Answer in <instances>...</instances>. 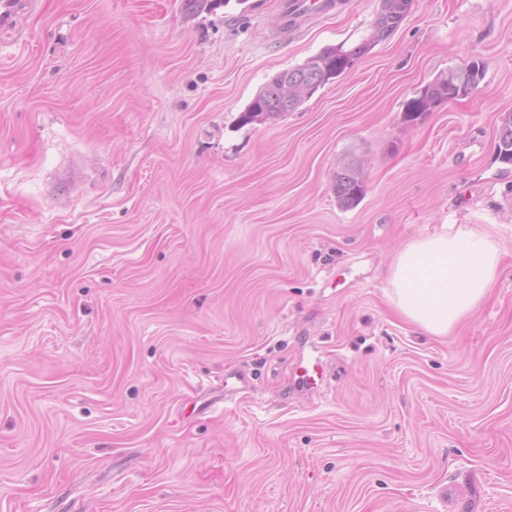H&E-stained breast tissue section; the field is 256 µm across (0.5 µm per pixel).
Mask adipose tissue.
I'll use <instances>...</instances> for the list:
<instances>
[{
	"instance_id": "1",
	"label": "adipose tissue",
	"mask_w": 512,
	"mask_h": 512,
	"mask_svg": "<svg viewBox=\"0 0 512 512\" xmlns=\"http://www.w3.org/2000/svg\"><path fill=\"white\" fill-rule=\"evenodd\" d=\"M502 252L483 227L461 226L412 241L388 269L390 300L421 330L447 335L494 287Z\"/></svg>"
}]
</instances>
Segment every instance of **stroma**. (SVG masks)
Returning a JSON list of instances; mask_svg holds the SVG:
<instances>
[{"mask_svg": "<svg viewBox=\"0 0 512 512\" xmlns=\"http://www.w3.org/2000/svg\"><path fill=\"white\" fill-rule=\"evenodd\" d=\"M349 2L288 25L283 0H35L0 30V512H512V0H414L240 124L367 37L380 0ZM474 60L476 90L406 120ZM447 224L505 251L432 336L386 272ZM413 0H381L380 10L368 37L349 50L326 47L306 63L276 73L252 99L244 112L256 105L261 119L276 120L288 112H295L320 86L325 85L351 68L354 60L368 53L379 42L387 39L401 24ZM396 6H399L396 10ZM315 61V62H314ZM288 82V88L285 83ZM307 93V95H306ZM240 116L243 124L251 123ZM497 154L505 163H512V112L501 114L498 129ZM335 191L337 201L343 207L353 206L362 199L364 182L352 163L345 164L336 171Z\"/></svg>", "mask_w": 512, "mask_h": 512, "instance_id": "obj_1", "label": "stroma"}]
</instances>
